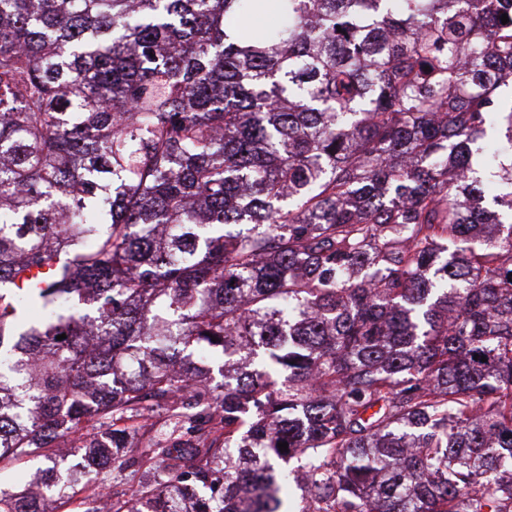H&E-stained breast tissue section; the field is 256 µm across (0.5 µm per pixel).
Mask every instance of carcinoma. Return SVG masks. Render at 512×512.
Wrapping results in <instances>:
<instances>
[{
    "label": "carcinoma",
    "instance_id": "cac0c4a2",
    "mask_svg": "<svg viewBox=\"0 0 512 512\" xmlns=\"http://www.w3.org/2000/svg\"><path fill=\"white\" fill-rule=\"evenodd\" d=\"M262 6L0 0V464L129 471L82 512H512V0Z\"/></svg>",
    "mask_w": 512,
    "mask_h": 512
}]
</instances>
